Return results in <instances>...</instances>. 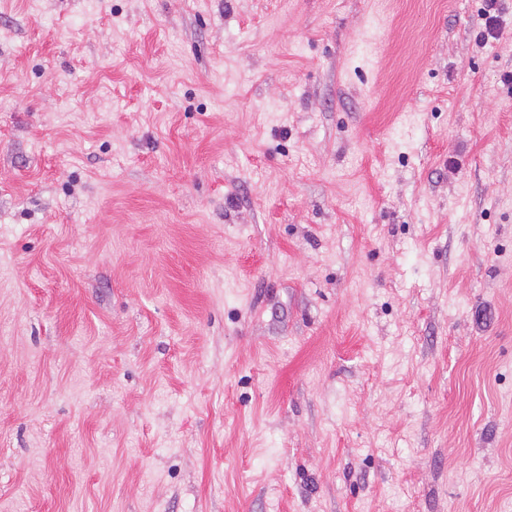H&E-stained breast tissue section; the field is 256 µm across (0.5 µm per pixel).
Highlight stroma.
<instances>
[{
	"label": "stroma",
	"instance_id": "obj_1",
	"mask_svg": "<svg viewBox=\"0 0 512 512\" xmlns=\"http://www.w3.org/2000/svg\"><path fill=\"white\" fill-rule=\"evenodd\" d=\"M0 0V512H512V0ZM503 1L483 0L480 16L483 21L482 30L477 35L479 42H487L489 38L496 39L500 35V18L503 11Z\"/></svg>",
	"mask_w": 512,
	"mask_h": 512
}]
</instances>
